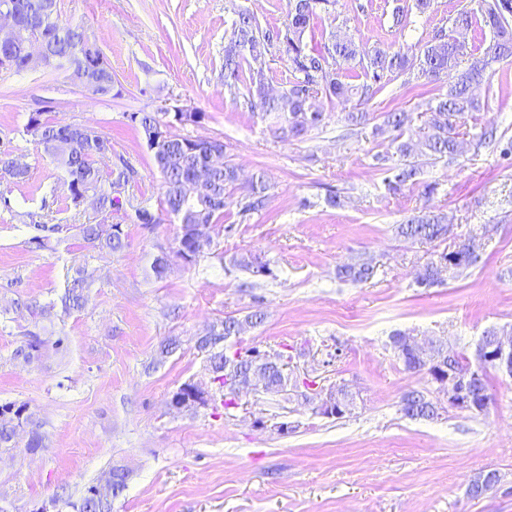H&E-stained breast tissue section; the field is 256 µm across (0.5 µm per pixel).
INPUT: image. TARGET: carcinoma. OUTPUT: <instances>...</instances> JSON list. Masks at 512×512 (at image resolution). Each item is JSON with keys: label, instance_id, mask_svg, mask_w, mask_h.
Returning <instances> with one entry per match:
<instances>
[{"label": "carcinoma", "instance_id": "1", "mask_svg": "<svg viewBox=\"0 0 512 512\" xmlns=\"http://www.w3.org/2000/svg\"><path fill=\"white\" fill-rule=\"evenodd\" d=\"M338 0H288V21L283 27L262 25L248 11L240 10L224 44V86L232 89L246 85L252 110L259 112L267 121L270 131L279 139L299 138L319 129L325 120L324 112L312 108L311 99L323 94L331 100L346 104L353 98L367 101L374 94L369 84L352 85L342 79V70L359 66L365 77L377 83L385 75L402 76L410 70L412 60L418 61L421 76L432 79L451 68H457L466 56V47L441 28L421 46L400 44L396 47H375L364 52L352 39L338 33L330 35L320 49L311 48L304 35L311 19L320 12L328 13ZM479 9H462L451 18L453 29H467L473 20L480 19L492 33V41L485 50L479 65H470L460 71L456 83L447 92L435 98V104L424 125L412 129L409 116L403 111L386 112L375 131L390 137L389 151L375 156L378 168L386 174L389 190L401 192L419 187L421 194L430 197L436 184L420 179L423 168L438 162L457 160L460 134L471 137L476 148L491 143L501 146L503 156L512 154V142L501 145L496 128L487 124H476L467 130L465 116L480 111V91L488 85L487 69L492 64L512 57V0H478ZM13 6L18 15V43L41 42L47 44L54 56L51 67H67L75 81H81L83 66L80 51L85 38V29L60 21L58 0H0V8ZM282 47L288 58L292 74L283 91L268 95L264 91L265 75L260 57L247 53L246 47L258 41ZM26 68L24 58L14 45L0 43V69L21 71ZM129 120L148 133L159 125H167V118L157 112H134ZM37 147L56 162L67 175L66 199L78 206L83 193L99 195L98 211L110 214L120 207V198L114 195L113 187L133 178L135 171L125 161L108 172L96 166V158L112 152L110 139L101 134L92 136L78 132L72 125H58L45 121L41 113L32 114L26 125ZM155 164L163 178L164 210L178 219L180 236L175 256L181 257L183 246L198 233V228L218 226L224 218L225 199L232 190H242L239 214L245 220L262 211L269 197L270 185L263 171L243 177L239 167L228 159L219 164L216 156L197 145L188 144V138L168 134L153 150ZM28 170L15 167L10 152L0 151V179L15 184L23 183ZM37 235L30 243L37 248L50 249L52 243H61L59 234L64 224H35ZM78 235L84 243L106 253L122 251L126 246V234L120 224H78ZM397 235L413 242H441L448 234V215L424 208L396 225ZM481 243L474 236L459 239L450 251H443L437 258L426 263L417 273L415 282L421 288H430L442 282L443 273L460 274L470 265L458 260L462 252H480ZM232 265L255 277L269 276V262L252 254L232 258ZM375 276V267L358 262L340 265L336 277L351 284H362ZM91 283L81 271L66 279V284L56 297L47 304L19 298L16 308L28 313L34 323L46 319L58 310L64 315L81 311L87 301ZM265 314L254 310L244 318L227 316L213 324L216 341L207 349L197 347L209 362L212 378L208 393L213 410L230 413L238 407L236 394L224 378V363L232 362V374L247 378L253 365L249 353L252 347H239L232 342L238 335L243 321L256 326L264 322ZM64 336H43L28 330L24 340L12 353V360L30 364L37 360L42 350L52 346L56 350L67 348ZM390 345L405 371L422 375L425 363L414 347L411 336L396 333L390 337ZM480 347H475L472 357L462 356L448 347L442 340L430 354V361L443 362L462 373L480 365ZM400 413L409 419L432 420L439 416L436 404L424 392L413 389L399 401ZM49 438L43 424L28 413L25 403L5 402L0 404V453L20 446L31 453L48 447ZM127 474L118 468L110 471V481L105 486L91 484L81 498L70 504L73 512H112V500L126 487Z\"/></svg>", "mask_w": 512, "mask_h": 512}]
</instances>
